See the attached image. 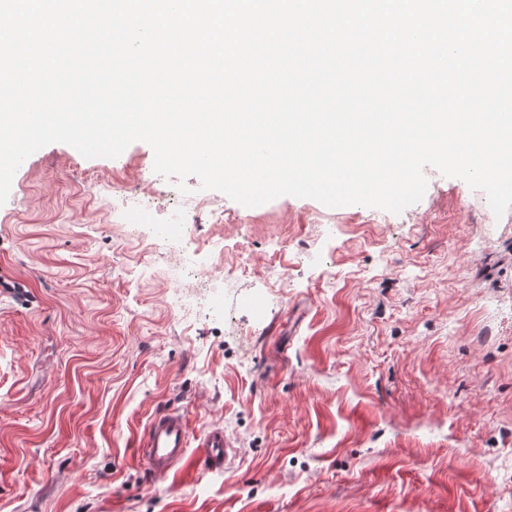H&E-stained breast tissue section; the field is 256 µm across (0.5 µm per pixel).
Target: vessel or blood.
Segmentation results:
<instances>
[{"mask_svg":"<svg viewBox=\"0 0 512 512\" xmlns=\"http://www.w3.org/2000/svg\"><path fill=\"white\" fill-rule=\"evenodd\" d=\"M190 438L186 414L176 409L155 414L145 429L141 443L147 465L159 472L171 470L184 460ZM197 440L205 467L211 470L222 469L231 453L223 429H208Z\"/></svg>","mask_w":512,"mask_h":512,"instance_id":"1","label":"vessel or blood"}]
</instances>
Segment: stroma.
<instances>
[{
	"label": "stroma",
	"mask_w": 512,
	"mask_h": 512,
	"mask_svg": "<svg viewBox=\"0 0 512 512\" xmlns=\"http://www.w3.org/2000/svg\"><path fill=\"white\" fill-rule=\"evenodd\" d=\"M153 168L52 143L0 206V512H512V208L429 167L398 214L224 196L158 249L186 195L132 232L110 192ZM173 405L222 471L146 470ZM190 219L192 220V224H221L224 223V209L219 207H210V204L207 201L201 200L193 207L190 214H175L172 224H189L186 223V221ZM197 448L207 469L220 470L229 459L233 448L221 428H210L198 437Z\"/></svg>",
	"instance_id": "35a3bbf8"
}]
</instances>
